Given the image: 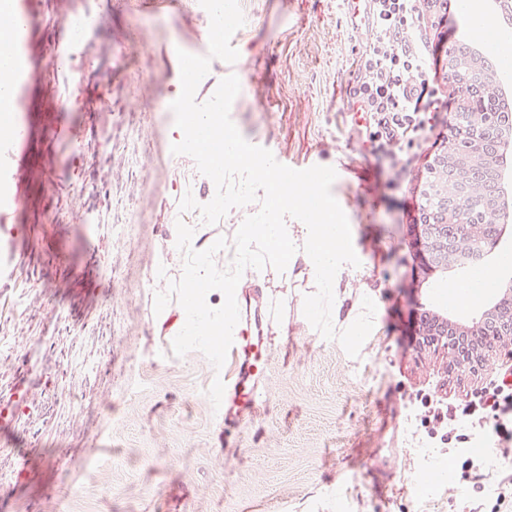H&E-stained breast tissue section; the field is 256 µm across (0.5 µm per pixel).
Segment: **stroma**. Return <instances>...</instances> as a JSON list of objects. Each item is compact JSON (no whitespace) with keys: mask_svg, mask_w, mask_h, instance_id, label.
Here are the masks:
<instances>
[{"mask_svg":"<svg viewBox=\"0 0 512 512\" xmlns=\"http://www.w3.org/2000/svg\"><path fill=\"white\" fill-rule=\"evenodd\" d=\"M33 9L24 36L35 73L15 92L25 148L10 158L18 207L0 226L14 252L0 283V395L28 391L0 435V495L9 512H512V468L499 465L490 424L441 428L430 402L464 403L512 366V342L476 378L419 352L418 318L435 275L414 245L429 136L398 182L381 173L355 125L348 84L370 38L351 22L353 0H239L235 63L217 61L196 91L206 101L228 75L240 92L230 117L250 143L300 163L356 166L333 184L359 267L343 274L350 299L373 298L374 325L357 345L315 330L311 289L262 288L283 309L270 329L267 394L232 428L217 417L231 358L179 335L164 310L182 302L186 254L168 252L179 201L205 203L194 160L171 151L177 50L209 26L191 4L163 13L106 0H9ZM97 22L79 42L68 87L51 59L76 16ZM127 227L110 237L97 217ZM167 258L168 277L152 271ZM434 450L416 452L418 442ZM485 446L489 475L463 463ZM38 459L25 482L22 458Z\"/></svg>","mask_w":512,"mask_h":512,"instance_id":"35a3bbf8","label":"stroma"}]
</instances>
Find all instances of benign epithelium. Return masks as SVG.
<instances>
[{
	"label": "benign epithelium",
	"mask_w": 512,
	"mask_h": 512,
	"mask_svg": "<svg viewBox=\"0 0 512 512\" xmlns=\"http://www.w3.org/2000/svg\"><path fill=\"white\" fill-rule=\"evenodd\" d=\"M445 67L448 79L457 91L469 99L477 123L463 128L454 122L449 130L447 144L457 148L448 154V159L465 158L473 167L491 166L503 154L509 145L512 130L503 127V123L512 124V113L499 112L487 106V102L498 98L499 88L495 82L482 84L479 92L469 91L471 80L457 81L453 73L456 61V46L451 45L445 52ZM497 207L500 221L497 224L484 223L483 215L487 208ZM448 209V223L442 224L436 215L418 213L415 228V245L422 259L424 269L438 271L450 270L453 265L445 260L452 240L474 239L481 252L493 251L504 236L508 222L512 221V211L497 198H488L466 216L459 215L456 194H448L445 201ZM503 341H512V281L502 288L498 300L482 314L475 323L427 314L419 321L416 332V347L419 351H443L448 359L447 366L460 372L477 374L484 369L486 351Z\"/></svg>",
	"instance_id": "1"
}]
</instances>
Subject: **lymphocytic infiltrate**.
I'll use <instances>...</instances> for the list:
<instances>
[{
  "label": "lymphocytic infiltrate",
  "mask_w": 512,
  "mask_h": 512,
  "mask_svg": "<svg viewBox=\"0 0 512 512\" xmlns=\"http://www.w3.org/2000/svg\"><path fill=\"white\" fill-rule=\"evenodd\" d=\"M423 0H372L371 42L349 89L353 106L368 118L370 152L402 177L412 164L411 148L428 137L431 113L444 112L432 74L433 53L422 35ZM467 415L493 419L494 433L512 439V388L495 384L472 397Z\"/></svg>",
  "instance_id": "1"
}]
</instances>
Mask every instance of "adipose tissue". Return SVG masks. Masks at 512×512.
Returning a JSON list of instances; mask_svg holds the SVG:
<instances>
[{"mask_svg": "<svg viewBox=\"0 0 512 512\" xmlns=\"http://www.w3.org/2000/svg\"><path fill=\"white\" fill-rule=\"evenodd\" d=\"M169 248L192 252L194 258L184 271L182 306L175 320L182 335L210 342L244 282L242 271H251L257 283L266 276L290 282L304 280L314 287L308 307L309 319L329 334L349 343L366 336L370 327L372 301L362 297L354 311L340 314L342 275L350 249L342 225L336 224L329 208H322L314 221L290 224H240L232 246L216 249L197 245L186 225H177ZM219 302H212V295Z\"/></svg>", "mask_w": 512, "mask_h": 512, "instance_id": "1", "label": "adipose tissue"}]
</instances>
